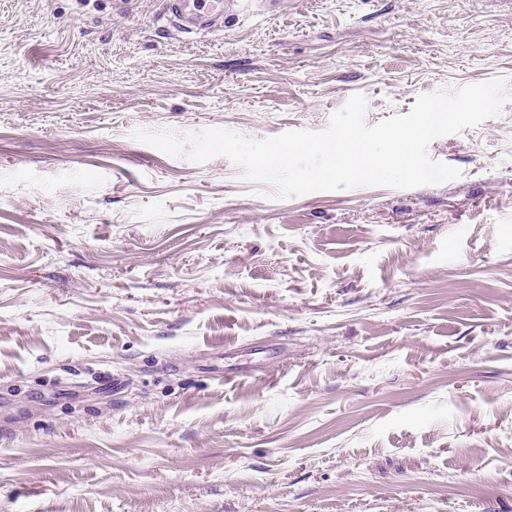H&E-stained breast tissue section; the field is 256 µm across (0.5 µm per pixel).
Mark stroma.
<instances>
[{"instance_id":"obj_1","label":"stroma","mask_w":512,"mask_h":512,"mask_svg":"<svg viewBox=\"0 0 512 512\" xmlns=\"http://www.w3.org/2000/svg\"><path fill=\"white\" fill-rule=\"evenodd\" d=\"M224 11L0 0V512H512V102L408 189L274 198L133 136L512 81V0ZM170 25L187 35L208 33L224 21L223 0H165Z\"/></svg>"}]
</instances>
